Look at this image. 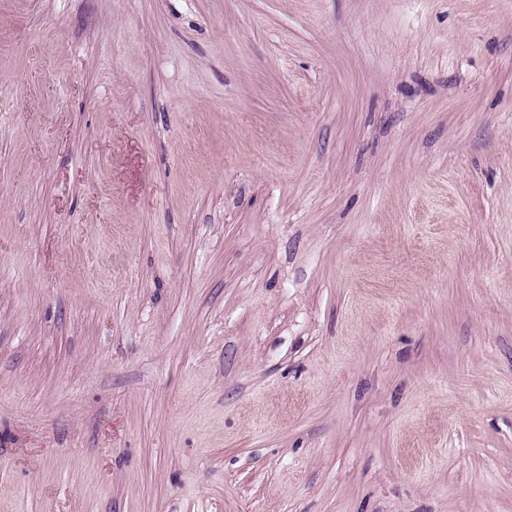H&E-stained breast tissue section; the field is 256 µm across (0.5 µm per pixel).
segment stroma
<instances>
[{
	"label": "stroma",
	"mask_w": 512,
	"mask_h": 512,
	"mask_svg": "<svg viewBox=\"0 0 512 512\" xmlns=\"http://www.w3.org/2000/svg\"><path fill=\"white\" fill-rule=\"evenodd\" d=\"M0 512H512V0H0Z\"/></svg>",
	"instance_id": "stroma-1"
}]
</instances>
